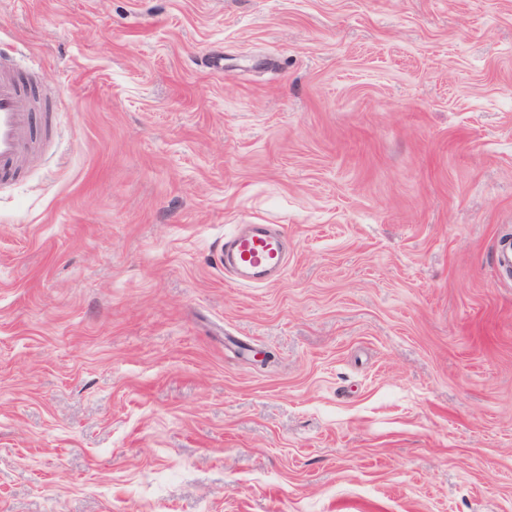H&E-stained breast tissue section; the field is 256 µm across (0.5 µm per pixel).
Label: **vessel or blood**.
I'll return each mask as SVG.
<instances>
[{
	"label": "vessel or blood",
	"instance_id": "1",
	"mask_svg": "<svg viewBox=\"0 0 512 512\" xmlns=\"http://www.w3.org/2000/svg\"><path fill=\"white\" fill-rule=\"evenodd\" d=\"M39 103L25 76L0 67V181L20 177L34 154ZM285 239V232L273 226L251 234L239 231L225 238L224 255L230 260L228 273L244 268H280Z\"/></svg>",
	"mask_w": 512,
	"mask_h": 512
}]
</instances>
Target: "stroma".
Here are the masks:
<instances>
[{
	"instance_id": "1",
	"label": "stroma",
	"mask_w": 512,
	"mask_h": 512,
	"mask_svg": "<svg viewBox=\"0 0 512 512\" xmlns=\"http://www.w3.org/2000/svg\"><path fill=\"white\" fill-rule=\"evenodd\" d=\"M0 57V512H512V0H0ZM30 84L17 69L0 65V181L19 178L37 147L34 124L41 97ZM287 235L271 225L266 231L246 234L237 231L224 239V271L235 277L238 269H278L283 262V246Z\"/></svg>"
}]
</instances>
